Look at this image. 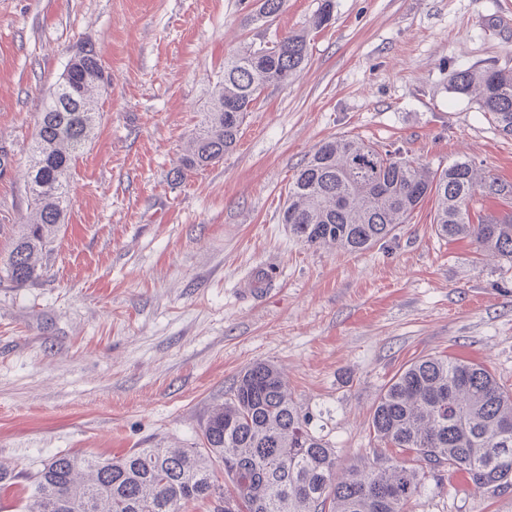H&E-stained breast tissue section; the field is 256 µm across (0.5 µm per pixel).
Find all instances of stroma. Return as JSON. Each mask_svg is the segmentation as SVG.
<instances>
[{
  "mask_svg": "<svg viewBox=\"0 0 512 512\" xmlns=\"http://www.w3.org/2000/svg\"><path fill=\"white\" fill-rule=\"evenodd\" d=\"M303 70L269 87L219 163L173 182L198 113L244 44L308 30ZM0 0V255L30 206L24 173L41 99L73 46L111 76L72 204L38 283H0V512H23L52 455L198 447L212 408L272 362L342 463L381 452L372 404L405 363H486L512 389V271L432 229L424 203L384 245L349 254L297 242L288 185L323 141L361 139L431 167L468 160L512 181V139L455 93L466 68H512V0ZM256 266L264 292L241 284ZM410 512H512V490L428 480Z\"/></svg>",
  "mask_w": 512,
  "mask_h": 512,
  "instance_id": "1",
  "label": "stroma"
}]
</instances>
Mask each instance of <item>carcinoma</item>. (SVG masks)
I'll return each instance as SVG.
<instances>
[{"mask_svg": "<svg viewBox=\"0 0 512 512\" xmlns=\"http://www.w3.org/2000/svg\"><path fill=\"white\" fill-rule=\"evenodd\" d=\"M254 4L252 20L273 21L284 0ZM307 60L306 30L225 58L224 76L173 180L233 151L245 114ZM101 67L93 44H79L42 98L26 175L35 218L0 258V281L34 283L46 270L72 202V166L94 135ZM452 88L512 137V68L465 69ZM428 199L439 236L467 239L496 258L500 270L512 269V216L472 220L488 199L511 201L512 182L466 160L433 169L397 150L338 137L315 147L297 171L282 221L310 248L359 253L391 238ZM370 429L391 453L341 464L278 368L257 361L210 412L202 447L139 448L96 459L58 453L34 474L24 512H179L183 502L209 498L215 512H407L428 478L445 468L478 489L512 488V392L483 363L431 356L403 366L375 400ZM216 463L230 481L227 488L214 479Z\"/></svg>", "mask_w": 512, "mask_h": 512, "instance_id": "1", "label": "carcinoma"}]
</instances>
